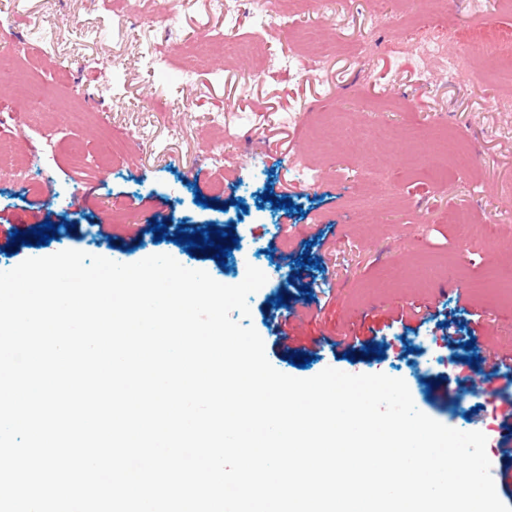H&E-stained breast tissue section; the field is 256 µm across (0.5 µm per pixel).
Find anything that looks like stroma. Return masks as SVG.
Here are the masks:
<instances>
[{"mask_svg":"<svg viewBox=\"0 0 512 512\" xmlns=\"http://www.w3.org/2000/svg\"><path fill=\"white\" fill-rule=\"evenodd\" d=\"M158 3L0 0V33L20 66L56 91L42 105L18 96L12 75L0 78V144L26 161L0 173V271L69 249L125 264L167 254L225 285L253 265L267 280L248 298V323L275 369L301 379L329 367L403 379L419 411L482 432L499 469L496 388L511 390L512 379L492 378L485 397L459 391L460 352L435 340L432 325L390 318L411 306L453 316L462 293L482 315L486 345L512 342V299L486 284L492 273L512 281V111L499 107L512 83L490 78L476 54L461 79L418 53L427 38L455 52L477 36L510 39L512 9L446 0L449 26L422 15L407 26L399 0H295L287 26L276 28L252 0L230 12L216 0H180L171 16ZM296 28L369 49L331 56L308 74ZM50 30L55 39L43 40ZM254 35L262 58L229 50V38ZM341 128L358 149L334 137ZM445 138L470 146L473 161L439 181L422 158ZM217 142L220 169L207 160ZM283 191L291 208L272 204ZM460 208L474 217L464 239L448 222ZM47 221L59 227L49 244L8 252L13 228ZM162 221L187 233L234 224L240 239L222 262L155 241L149 226ZM104 223L108 244L95 237ZM306 256L303 280H291ZM279 292L298 311L300 339L375 330L384 358L348 361L327 350L293 366L265 326L262 300ZM311 294L321 312L302 308ZM438 373L453 402L428 392Z\"/></svg>","mask_w":512,"mask_h":512,"instance_id":"1","label":"stroma"}]
</instances>
